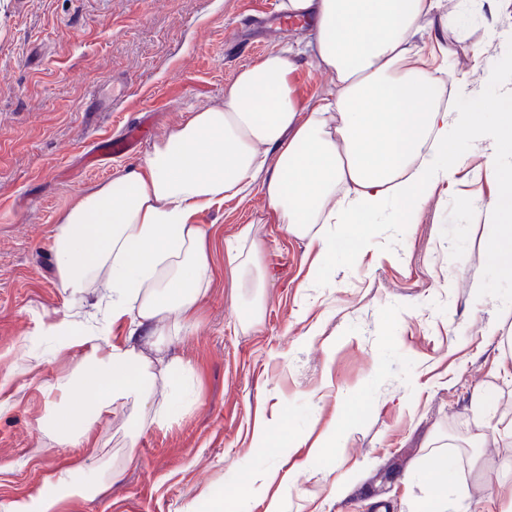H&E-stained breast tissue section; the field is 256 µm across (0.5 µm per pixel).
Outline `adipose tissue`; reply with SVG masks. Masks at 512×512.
Returning a JSON list of instances; mask_svg holds the SVG:
<instances>
[{"label": "adipose tissue", "mask_w": 512, "mask_h": 512, "mask_svg": "<svg viewBox=\"0 0 512 512\" xmlns=\"http://www.w3.org/2000/svg\"><path fill=\"white\" fill-rule=\"evenodd\" d=\"M438 2L282 0L288 15L311 20L306 48L334 73L335 93L303 102L289 81L290 57L270 52L238 73L223 105L190 111L136 166L59 216L52 249L61 287L73 296L101 289L108 321L130 331L118 344L96 328L74 331L66 318L53 324L54 353L77 341L88 347L57 387L47 424L58 442L90 440L95 424L127 401L145 409L158 385L180 394L179 373L159 339L186 327L210 284L207 230L195 218L253 185L325 265L341 240L321 225L356 227L348 242L359 252L368 244L364 225L413 223L420 202L462 165L449 128L479 126L489 111L496 124L483 137L501 190L487 207L496 231L481 243L512 270V167L499 166L512 155V87L475 105L466 79L451 83L432 70L426 22ZM225 253L234 287L260 296L253 225L227 239ZM82 470L58 469L45 490L1 504L0 512H58L69 498L96 496L112 463L87 478Z\"/></svg>", "instance_id": "ef3b65f1"}]
</instances>
